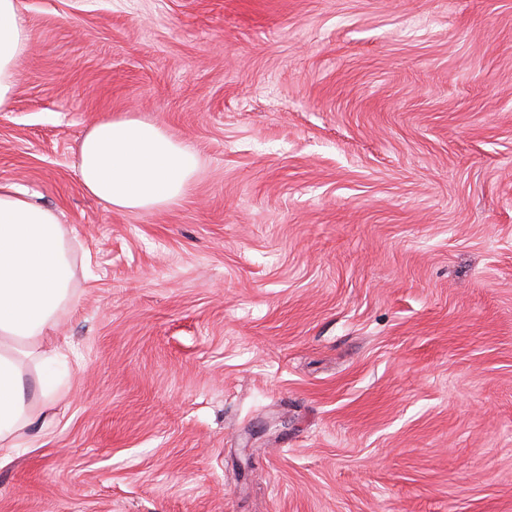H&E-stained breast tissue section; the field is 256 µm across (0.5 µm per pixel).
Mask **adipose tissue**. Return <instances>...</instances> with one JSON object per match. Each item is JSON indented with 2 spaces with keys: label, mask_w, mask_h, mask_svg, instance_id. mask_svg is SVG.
Here are the masks:
<instances>
[{
  "label": "adipose tissue",
  "mask_w": 512,
  "mask_h": 512,
  "mask_svg": "<svg viewBox=\"0 0 512 512\" xmlns=\"http://www.w3.org/2000/svg\"><path fill=\"white\" fill-rule=\"evenodd\" d=\"M31 39L18 0H0V112L9 109L17 63ZM198 168L195 154L151 122L104 118L78 145L82 188L112 208L148 212L183 197ZM74 278L69 233L55 209L0 185V447H18L38 419L37 397L56 389L55 357L43 355L37 389L26 387L17 347L40 349Z\"/></svg>",
  "instance_id": "ef3b65f1"
}]
</instances>
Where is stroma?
<instances>
[{
	"label": "stroma",
	"instance_id": "stroma-1",
	"mask_svg": "<svg viewBox=\"0 0 512 512\" xmlns=\"http://www.w3.org/2000/svg\"><path fill=\"white\" fill-rule=\"evenodd\" d=\"M0 183L73 296L0 512H512V0H18ZM189 192L111 208L86 129ZM198 168L195 154L151 122L104 118L78 145L82 188L112 208L148 212L183 197Z\"/></svg>",
	"mask_w": 512,
	"mask_h": 512
}]
</instances>
